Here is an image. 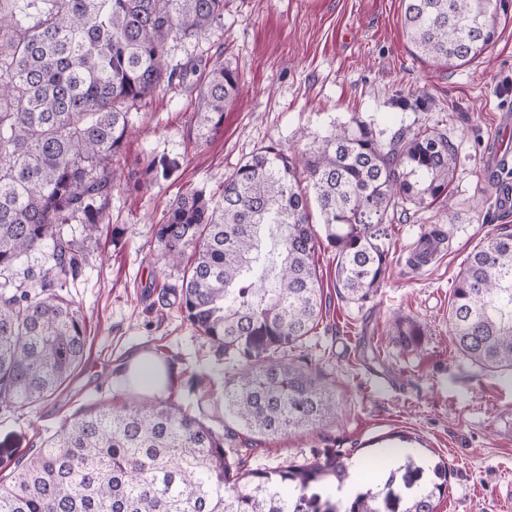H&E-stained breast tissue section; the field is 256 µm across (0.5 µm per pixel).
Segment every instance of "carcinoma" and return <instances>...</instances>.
I'll list each match as a JSON object with an SVG mask.
<instances>
[{"label":"carcinoma","mask_w":512,"mask_h":512,"mask_svg":"<svg viewBox=\"0 0 512 512\" xmlns=\"http://www.w3.org/2000/svg\"><path fill=\"white\" fill-rule=\"evenodd\" d=\"M414 49L453 69L482 57L512 18V0H402ZM224 0H44L20 21L0 13V413L58 400L83 363L85 319L68 288L88 259L64 239L106 218L130 109L187 71L168 62L171 40L199 39ZM240 79L216 64L194 102L197 137L224 125ZM458 153L430 126L388 142L352 117L290 157L258 149L224 179L219 199L192 189L153 227L162 257L180 263L172 289L195 331L224 353V429L167 391L119 409L92 406L64 423L0 478V512H396L397 480L421 482L401 512H436L448 461L408 454L373 488L337 493L353 459L340 449L252 467L245 437L273 439L328 424L326 375L301 348L323 315L311 221L319 211L336 252L337 293L370 302L388 263L386 225L406 206L448 208ZM169 164L151 160L149 181ZM443 240L422 234L414 267ZM45 263L16 283L23 258ZM452 345L486 371L512 372V233L483 238L467 257L448 309ZM392 340L416 349L423 325L396 316Z\"/></svg>","instance_id":"1"}]
</instances>
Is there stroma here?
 Listing matches in <instances>:
<instances>
[{"mask_svg": "<svg viewBox=\"0 0 512 512\" xmlns=\"http://www.w3.org/2000/svg\"><path fill=\"white\" fill-rule=\"evenodd\" d=\"M168 57L188 75L137 107L122 168L139 171L162 159L170 172L138 189L116 186L109 221L95 236L67 225V238L89 261L69 295L85 318L90 349L62 401L0 415V477L88 404L119 405L132 397L117 368L136 351L164 356L183 380L205 375L196 390L183 383L175 397L200 399L207 423L223 420L222 387L213 376L223 372L224 360L183 322L174 295L164 293V286L180 284L182 271L163 264L152 227L187 190L219 197L225 178L259 148L275 144L297 153L354 117L384 140L398 128L425 124L447 134L459 157L448 188L455 219L446 223L436 206H414L408 218L389 225L391 263L365 307L337 294L335 254L319 249L325 307L311 353L334 385L336 420L257 440L249 462L273 467L324 448L352 450L368 461L355 480L371 483L382 466L366 442L404 430L451 467L438 512H506L512 375L481 370L451 345L448 305L474 246L501 229L512 231V215L497 210L496 187L485 176L490 142L512 148V134L499 125L500 112L512 109V24L486 58L445 69L408 42L401 0H226L223 20L204 39L170 42ZM219 63L236 70L243 91L225 110L220 131L201 141L194 100ZM433 226L445 233L438 252L410 267L423 230ZM398 312L423 324L419 349L393 342Z\"/></svg>", "mask_w": 512, "mask_h": 512, "instance_id": "1", "label": "stroma"}]
</instances>
